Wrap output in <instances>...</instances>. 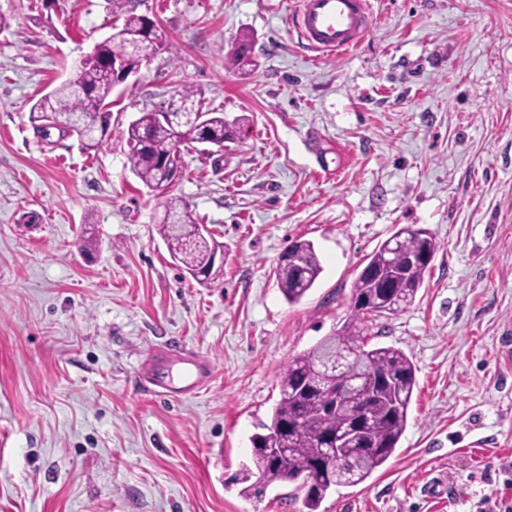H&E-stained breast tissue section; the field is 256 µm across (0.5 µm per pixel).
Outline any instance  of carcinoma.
<instances>
[{
    "mask_svg": "<svg viewBox=\"0 0 512 512\" xmlns=\"http://www.w3.org/2000/svg\"><path fill=\"white\" fill-rule=\"evenodd\" d=\"M112 11L123 15L120 30L127 43L122 64L135 72L148 56L165 46V34L158 24L143 15L124 10L125 0H110ZM120 51L117 43L96 46L88 61L89 78L84 90L70 83L57 86L41 97L30 112L31 122L44 138L55 129L62 136L70 133L78 116H93L110 126V96L116 87L112 78V58ZM178 99L168 105L169 112L202 111L197 93L189 87L177 92ZM236 122L224 119V113L211 112L207 127L198 130L185 121L180 126L183 149L206 139L222 145L237 138ZM173 133L159 110L141 113L127 128L128 162L131 172L152 188L162 178L160 161L169 156ZM167 220L160 223V234L173 258L189 275L201 271L209 281L223 271L212 263V255L222 245L199 233V220L187 205L176 197L162 202ZM438 249L435 239L410 226L397 229L366 258V264L352 284V314L342 327L323 337L315 345L296 355L284 369L279 383L280 398L273 408L265 434L252 436V459L256 474L264 486L283 481H299L305 489L307 512H317L326 494L336 487L356 486L378 471L395 453L403 436L408 409L416 382L412 360L393 346H368L364 325L368 315L394 316L410 306L422 287L429 264L417 265L405 276L394 275L411 256L434 258ZM288 251L290 260L277 265V281L289 303L294 304L311 290L323 271L312 242L297 240ZM332 365L350 391L345 402L325 411L334 401L335 377L322 372ZM367 406L364 433L372 445L364 449L352 438L356 460L350 468H338L316 482L307 478L317 473L326 452L328 438L344 437L354 432L352 412Z\"/></svg>",
    "mask_w": 512,
    "mask_h": 512,
    "instance_id": "cac0c4a2",
    "label": "carcinoma"
}]
</instances>
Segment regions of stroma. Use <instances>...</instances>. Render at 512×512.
Returning a JSON list of instances; mask_svg holds the SVG:
<instances>
[{
    "mask_svg": "<svg viewBox=\"0 0 512 512\" xmlns=\"http://www.w3.org/2000/svg\"><path fill=\"white\" fill-rule=\"evenodd\" d=\"M295 2L127 0L168 46L113 90L87 154L30 110L121 20L109 0H0V512H305L298 483L245 490L250 438L407 225L439 248L415 301L367 324L416 367L407 427L319 512H512V0H371L360 44L317 58L286 25ZM185 86L244 124L152 190L126 130ZM331 151L345 163L322 172ZM170 193L223 244L219 280L171 258ZM298 239L323 271L291 304L275 268ZM176 342L212 367L198 394L143 379Z\"/></svg>",
    "mask_w": 512,
    "mask_h": 512,
    "instance_id": "obj_1",
    "label": "stroma"
}]
</instances>
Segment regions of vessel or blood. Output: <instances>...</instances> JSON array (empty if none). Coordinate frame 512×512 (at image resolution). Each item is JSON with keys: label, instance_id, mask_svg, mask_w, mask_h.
<instances>
[{"label": "vessel or blood", "instance_id": "1", "mask_svg": "<svg viewBox=\"0 0 512 512\" xmlns=\"http://www.w3.org/2000/svg\"><path fill=\"white\" fill-rule=\"evenodd\" d=\"M372 13L370 0H297L287 18L290 29L307 41L312 52L340 53L355 48L369 31ZM171 363L182 365V394L197 393L211 375V366L197 355L172 348L154 358L153 383L167 389L163 368Z\"/></svg>", "mask_w": 512, "mask_h": 512}]
</instances>
